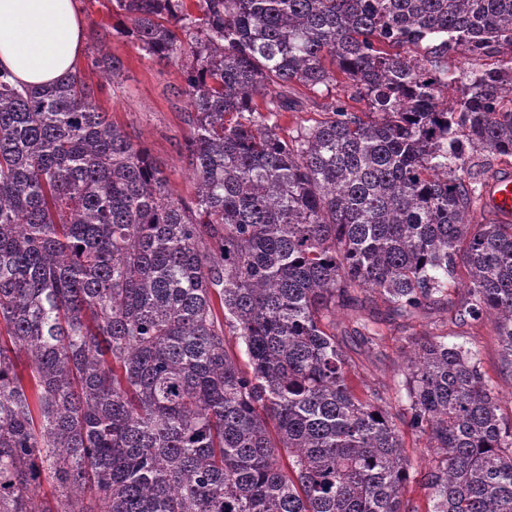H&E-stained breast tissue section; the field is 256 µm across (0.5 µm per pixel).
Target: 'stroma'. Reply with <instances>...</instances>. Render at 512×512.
Returning a JSON list of instances; mask_svg holds the SVG:
<instances>
[{
	"instance_id": "35a3bbf8",
	"label": "stroma",
	"mask_w": 512,
	"mask_h": 512,
	"mask_svg": "<svg viewBox=\"0 0 512 512\" xmlns=\"http://www.w3.org/2000/svg\"><path fill=\"white\" fill-rule=\"evenodd\" d=\"M107 47L122 59L124 72L114 82L100 73L90 74V81L98 89L99 106L115 123L145 143L174 192L190 197L191 172L183 153L189 128L183 121L186 97L180 69L145 56L133 39L121 34L109 35ZM432 332L445 333L449 342L475 351L499 399L502 415H512V373L502 367L498 339L491 324L459 326L446 314L430 311L407 322L398 319L384 324L382 354L377 359L370 361L358 355L352 338H345L344 345L368 385L394 393L402 379L404 336Z\"/></svg>"
}]
</instances>
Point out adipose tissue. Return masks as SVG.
Masks as SVG:
<instances>
[{"label":"adipose tissue","instance_id":"1","mask_svg":"<svg viewBox=\"0 0 512 512\" xmlns=\"http://www.w3.org/2000/svg\"><path fill=\"white\" fill-rule=\"evenodd\" d=\"M83 26L76 0H0V68L32 87L74 71Z\"/></svg>","mask_w":512,"mask_h":512}]
</instances>
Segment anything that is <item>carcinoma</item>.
Returning <instances> with one entry per match:
<instances>
[{"label": "carcinoma", "instance_id": "obj_1", "mask_svg": "<svg viewBox=\"0 0 512 512\" xmlns=\"http://www.w3.org/2000/svg\"><path fill=\"white\" fill-rule=\"evenodd\" d=\"M112 6L182 66L193 198L83 72L0 73V512H512V419L477 355L408 339L393 400L336 335L345 310L381 353L362 294L441 310L492 323L512 372V223L469 220L475 158L512 157V0ZM94 40L90 69L120 76ZM298 86L326 102L290 135L271 118ZM403 442H404V451L411 461L412 465L416 469H421L426 466L428 462V456L426 450L424 448V440L416 438L414 435L407 431L406 428L401 427Z\"/></svg>", "mask_w": 512, "mask_h": 512}]
</instances>
